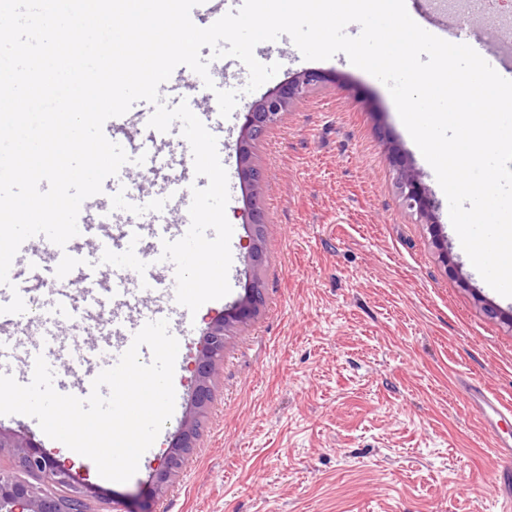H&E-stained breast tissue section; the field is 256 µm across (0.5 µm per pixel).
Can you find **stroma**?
<instances>
[{
  "mask_svg": "<svg viewBox=\"0 0 512 512\" xmlns=\"http://www.w3.org/2000/svg\"><path fill=\"white\" fill-rule=\"evenodd\" d=\"M255 51L280 69L253 92L232 57L212 71L215 91L199 94L180 70L165 83L170 106L239 93L229 117L212 113L210 131L230 133L226 216L241 246L251 228L236 146L249 106L303 71L328 77L252 150L265 174L263 261L252 266L239 249L230 293L203 304L179 337L178 417L124 483L102 478L29 418L0 416V428L69 459L76 480L98 492L94 512L117 502L131 512H496L493 485L512 460L493 453L466 385L512 404V298L489 288L454 244L447 199L382 82L340 53L305 60L286 35ZM132 110L134 119L106 121L103 132L133 158L131 176L146 189L140 206L150 209L193 154L174 124L162 135V162H148L153 130L139 115L153 106ZM392 147L437 200L458 272L446 270L427 225L403 208ZM255 278L264 302L227 336L197 446L179 480L155 496L151 476L190 411L187 365L208 322Z\"/></svg>",
  "mask_w": 512,
  "mask_h": 512,
  "instance_id": "1",
  "label": "stroma"
}]
</instances>
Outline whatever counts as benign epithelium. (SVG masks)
Listing matches in <instances>:
<instances>
[{
	"mask_svg": "<svg viewBox=\"0 0 512 512\" xmlns=\"http://www.w3.org/2000/svg\"><path fill=\"white\" fill-rule=\"evenodd\" d=\"M327 79L316 70H306L295 79L252 104L245 115L238 145L240 174L252 187V199L247 212V223L252 234L248 241L246 258L254 265L262 263L261 229L267 223V211L262 194V171L252 160V148L275 126L283 113L312 91L321 88ZM388 158L396 173V184L404 208L417 216L420 223L429 225L440 250L443 263H448V249L438 232L435 206L416 172L407 165L395 149ZM263 302L259 286L231 309L212 319L207 326L198 356L190 367L193 412L181 422L174 441L162 464L153 474L152 489L162 496L179 479L188 457L196 448L201 428V417L214 400V381L224 362L225 336L228 329L247 323ZM12 459L15 467L34 477L33 484L12 474L0 475V512H91L89 498L96 495L94 487L73 483L71 468L41 449L33 439L0 430V457Z\"/></svg>",
	"mask_w": 512,
	"mask_h": 512,
	"instance_id": "obj_1",
	"label": "benign epithelium"
}]
</instances>
